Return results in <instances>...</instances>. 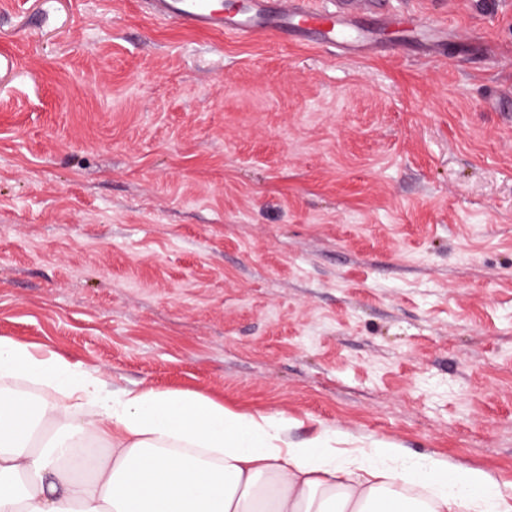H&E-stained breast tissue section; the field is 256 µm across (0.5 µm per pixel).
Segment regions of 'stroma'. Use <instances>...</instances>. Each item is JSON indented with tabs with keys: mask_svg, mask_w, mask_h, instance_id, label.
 Here are the masks:
<instances>
[{
	"mask_svg": "<svg viewBox=\"0 0 512 512\" xmlns=\"http://www.w3.org/2000/svg\"><path fill=\"white\" fill-rule=\"evenodd\" d=\"M377 2L445 54L0 0V337L512 503V0Z\"/></svg>",
	"mask_w": 512,
	"mask_h": 512,
	"instance_id": "35a3bbf8",
	"label": "stroma"
}]
</instances>
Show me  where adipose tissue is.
I'll list each match as a JSON object with an SVG mask.
<instances>
[{"label":"adipose tissue","instance_id":"ef3b65f1","mask_svg":"<svg viewBox=\"0 0 512 512\" xmlns=\"http://www.w3.org/2000/svg\"><path fill=\"white\" fill-rule=\"evenodd\" d=\"M288 429L195 392L112 391L99 370L0 337V512H512L484 470L328 432L296 445ZM90 444L107 462L80 461Z\"/></svg>","mask_w":512,"mask_h":512}]
</instances>
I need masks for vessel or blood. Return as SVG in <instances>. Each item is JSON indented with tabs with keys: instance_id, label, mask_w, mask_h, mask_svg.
Masks as SVG:
<instances>
[{
	"instance_id": "1",
	"label": "vessel or blood",
	"mask_w": 512,
	"mask_h": 512,
	"mask_svg": "<svg viewBox=\"0 0 512 512\" xmlns=\"http://www.w3.org/2000/svg\"><path fill=\"white\" fill-rule=\"evenodd\" d=\"M370 0H339L334 7H318L312 0H280L269 7L264 0H248L225 9L219 0H152L151 15L178 19L194 29L218 31L242 40L267 36L288 42L317 37L320 46L344 59L367 56L377 45L360 22L369 14Z\"/></svg>"
}]
</instances>
